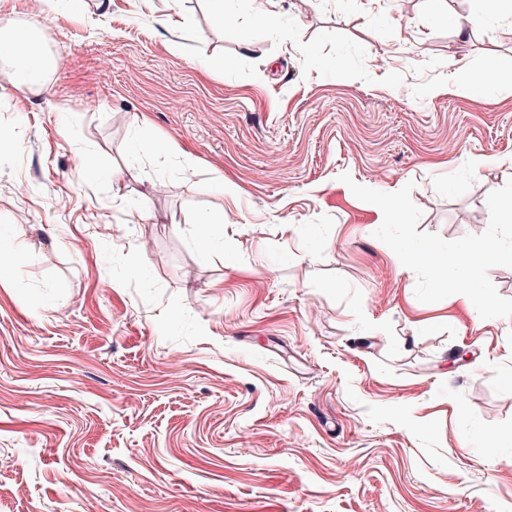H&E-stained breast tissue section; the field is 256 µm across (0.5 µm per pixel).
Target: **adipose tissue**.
<instances>
[{
    "label": "adipose tissue",
    "instance_id": "obj_1",
    "mask_svg": "<svg viewBox=\"0 0 512 512\" xmlns=\"http://www.w3.org/2000/svg\"><path fill=\"white\" fill-rule=\"evenodd\" d=\"M36 35L31 27L11 28L0 35V59L11 64L10 82L31 91L40 88L57 67L56 59L38 44Z\"/></svg>",
    "mask_w": 512,
    "mask_h": 512
}]
</instances>
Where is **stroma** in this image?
<instances>
[{"instance_id":"obj_1","label":"stroma","mask_w":512,"mask_h":512,"mask_svg":"<svg viewBox=\"0 0 512 512\" xmlns=\"http://www.w3.org/2000/svg\"><path fill=\"white\" fill-rule=\"evenodd\" d=\"M83 2L0 69V512H512V317L420 302L341 180L487 229L512 88L430 91L512 72L500 0ZM474 8L465 17V22L457 21L455 24L456 36L467 41L477 27L476 22H482L487 15V4L490 0H472ZM37 32L31 27L0 29V59L11 63L6 75L12 84L31 91L40 88L57 68V60L38 44Z\"/></svg>"}]
</instances>
